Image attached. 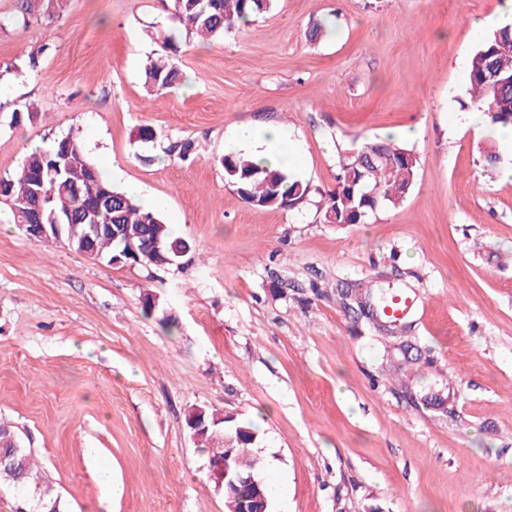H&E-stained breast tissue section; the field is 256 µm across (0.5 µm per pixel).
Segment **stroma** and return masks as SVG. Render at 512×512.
<instances>
[{"label": "stroma", "instance_id": "stroma-1", "mask_svg": "<svg viewBox=\"0 0 512 512\" xmlns=\"http://www.w3.org/2000/svg\"><path fill=\"white\" fill-rule=\"evenodd\" d=\"M502 2L276 0L227 38L183 39L182 83L160 97L143 67L169 0H60L0 28V176L73 136L194 244L164 267L112 265L0 209V420L64 512L102 497L104 470L105 512H225L185 424L197 407L257 426L280 470L261 472L271 512H512V182L479 152L494 131L453 123L470 22ZM13 101L36 118L12 126ZM244 116L296 144L303 204L256 208L227 180ZM403 128L420 131L402 142L404 201L324 222L340 158ZM185 140L188 160L163 156ZM366 288L411 297L404 331L361 310Z\"/></svg>", "mask_w": 512, "mask_h": 512}]
</instances>
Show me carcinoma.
Masks as SVG:
<instances>
[{"instance_id": "cac0c4a2", "label": "carcinoma", "mask_w": 512, "mask_h": 512, "mask_svg": "<svg viewBox=\"0 0 512 512\" xmlns=\"http://www.w3.org/2000/svg\"><path fill=\"white\" fill-rule=\"evenodd\" d=\"M35 0H17L14 12L0 15V28L28 23ZM274 0H171L169 25L160 34L164 54L145 68L144 85L149 92L162 93L178 84L179 69L174 56L180 52L181 36L222 38L245 21L269 12ZM512 26L492 29L473 54L469 64L470 106L485 110L493 126L512 125ZM381 154L385 160L366 170L359 166L361 157ZM227 179L240 197L258 208L303 203L309 187L292 180L282 169L254 163L241 153H228L222 160ZM414 154L393 140L366 141L355 152L342 158L336 189L323 198L319 212L325 222L358 224L379 210L401 202L411 190L416 177ZM0 206L13 224H65L59 243L78 250L83 246V228L87 224H124L140 234L139 258L145 264L162 263L176 258L174 250L189 241L172 236L159 213L138 206L133 197L116 189L87 159L80 143L65 136L54 141L48 150L30 153L20 170L0 176ZM163 242V256H154L155 238ZM91 247L99 259L112 262L117 242L104 234L94 238ZM235 441L230 448L219 443H201L213 464L224 463L226 484L236 474L260 472L261 460L252 455L259 438L252 424L232 426ZM41 477L31 449L25 447L12 427L0 424V487L18 492L13 512H63L60 500L40 489ZM254 498L255 490L242 495L237 488L224 492L225 512H239V497Z\"/></svg>"}]
</instances>
